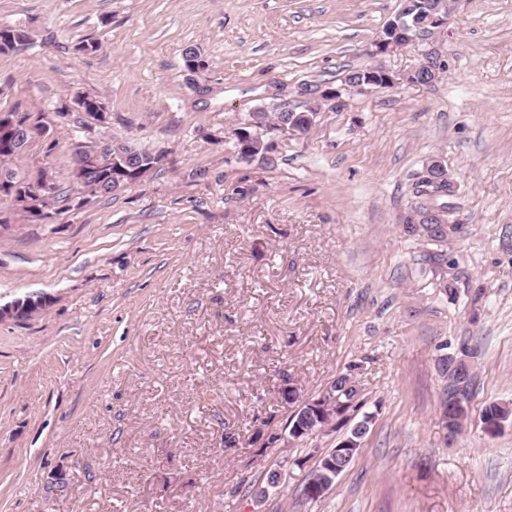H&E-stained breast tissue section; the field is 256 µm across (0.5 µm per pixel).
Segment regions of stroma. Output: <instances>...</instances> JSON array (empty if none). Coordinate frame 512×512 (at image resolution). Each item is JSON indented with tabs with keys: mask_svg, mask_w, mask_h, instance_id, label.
I'll return each instance as SVG.
<instances>
[{
	"mask_svg": "<svg viewBox=\"0 0 512 512\" xmlns=\"http://www.w3.org/2000/svg\"><path fill=\"white\" fill-rule=\"evenodd\" d=\"M402 6L0 0V27L32 37L0 53V111L38 125L15 166L60 187L52 220L0 235V305L47 302L0 321V512H512V424L478 421L512 401V0H456L433 85L348 87L351 70L417 63L412 43L372 54ZM87 38L98 50L77 52ZM78 91L108 124L63 122ZM273 103L316 104L314 125L242 158L236 128ZM115 138L165 166L74 209L75 145ZM436 155L458 184L453 304L400 227ZM467 338L471 421L449 443L437 360ZM353 362L375 418L303 501L339 431L263 441L288 421L283 388L317 395ZM510 416L512 420V402H492L482 410L479 421L485 433L496 435ZM358 446L357 441L350 439L338 446L345 448H331L320 455L315 466L310 469L311 480L302 487L303 498L316 500L328 493L335 485L336 478L354 461Z\"/></svg>",
	"mask_w": 512,
	"mask_h": 512,
	"instance_id": "stroma-1",
	"label": "stroma"
}]
</instances>
